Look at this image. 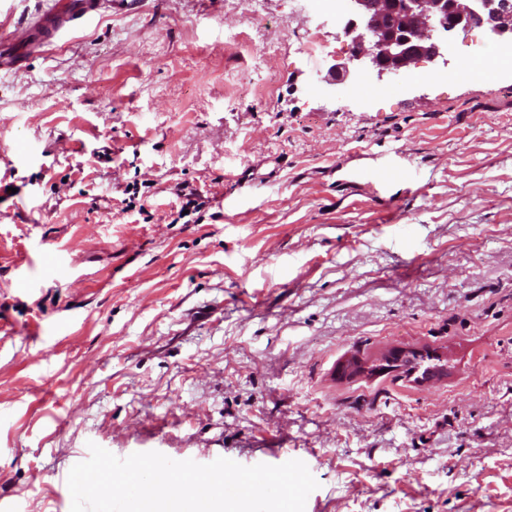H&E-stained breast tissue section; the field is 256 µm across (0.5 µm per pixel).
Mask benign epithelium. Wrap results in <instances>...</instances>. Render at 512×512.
Segmentation results:
<instances>
[{
  "instance_id": "7a95c632",
  "label": "benign epithelium",
  "mask_w": 512,
  "mask_h": 512,
  "mask_svg": "<svg viewBox=\"0 0 512 512\" xmlns=\"http://www.w3.org/2000/svg\"><path fill=\"white\" fill-rule=\"evenodd\" d=\"M340 27L347 56L335 61L325 81L337 85L371 70L397 79L422 60L448 64L449 45L439 32L482 27L512 45V0H348Z\"/></svg>"
}]
</instances>
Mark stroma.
Wrapping results in <instances>:
<instances>
[{
	"instance_id": "stroma-1",
	"label": "stroma",
	"mask_w": 512,
	"mask_h": 512,
	"mask_svg": "<svg viewBox=\"0 0 512 512\" xmlns=\"http://www.w3.org/2000/svg\"><path fill=\"white\" fill-rule=\"evenodd\" d=\"M102 2L44 46L54 0H0V505L67 512L92 442L298 459L305 512H512V70L454 76L487 31L331 102L336 19Z\"/></svg>"
}]
</instances>
